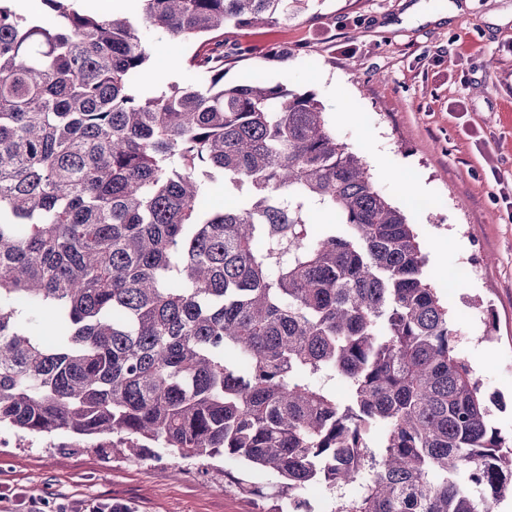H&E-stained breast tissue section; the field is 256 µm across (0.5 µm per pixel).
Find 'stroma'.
<instances>
[{
	"label": "stroma",
	"mask_w": 512,
	"mask_h": 512,
	"mask_svg": "<svg viewBox=\"0 0 512 512\" xmlns=\"http://www.w3.org/2000/svg\"><path fill=\"white\" fill-rule=\"evenodd\" d=\"M414 0H315L263 26H229L242 56L224 82L253 75L314 93L341 141L358 152L380 190L415 224L436 288L448 301L458 348L487 395L492 422L512 431V0H469L440 21L406 18ZM287 48L284 57L272 56ZM188 43L153 36L149 67L167 61L173 84H204L181 63ZM355 120L338 121L339 107ZM478 267L456 277L468 259ZM0 512L112 499L131 512H257L253 499L199 476L181 459H105L95 448L61 458L38 441L0 446Z\"/></svg>",
	"instance_id": "1"
}]
</instances>
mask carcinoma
<instances>
[{
  "label": "carcinoma",
  "instance_id": "carcinoma-1",
  "mask_svg": "<svg viewBox=\"0 0 512 512\" xmlns=\"http://www.w3.org/2000/svg\"><path fill=\"white\" fill-rule=\"evenodd\" d=\"M42 2L56 25L0 0V427L237 460L277 478L224 471L260 512L315 486L330 512H497L512 438L414 225L315 94L224 84L225 26L312 0ZM152 32L199 42L208 83L145 89ZM113 1V0H112ZM115 2H121L118 5L123 6L126 9H132L134 7V3L137 0H114ZM114 1L112 2V8L115 6ZM79 2V6L84 9H92V10H81L77 3ZM78 2L75 0L73 1V7L74 9L78 10L79 12L84 13H93V14H108L104 13L103 11H107L111 7V0H78ZM79 8L77 9L76 6ZM112 8H110V14H117V15H126L129 17H136L139 13L138 8L134 11H129L123 8H114V11L112 12ZM98 10V11H96ZM102 11V12H99Z\"/></svg>",
  "mask_w": 512,
  "mask_h": 512
}]
</instances>
